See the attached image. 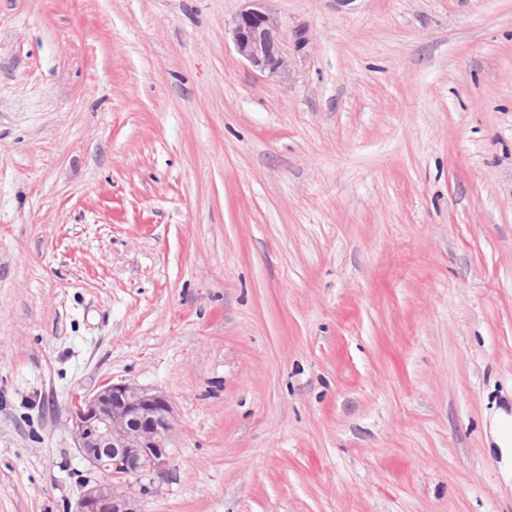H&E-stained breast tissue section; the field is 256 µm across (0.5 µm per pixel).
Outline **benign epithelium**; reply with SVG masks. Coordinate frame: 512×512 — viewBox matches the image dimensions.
<instances>
[{
    "instance_id": "1",
    "label": "benign epithelium",
    "mask_w": 512,
    "mask_h": 512,
    "mask_svg": "<svg viewBox=\"0 0 512 512\" xmlns=\"http://www.w3.org/2000/svg\"><path fill=\"white\" fill-rule=\"evenodd\" d=\"M280 29L265 0H246L229 32L237 54L253 69L282 76L288 63ZM173 419L165 395L126 382L108 380L74 396L70 422L75 448L105 481L84 482L72 512H143L139 500L126 490L128 479L166 473Z\"/></svg>"
}]
</instances>
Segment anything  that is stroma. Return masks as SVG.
<instances>
[{"label": "stroma", "mask_w": 512, "mask_h": 512, "mask_svg": "<svg viewBox=\"0 0 512 512\" xmlns=\"http://www.w3.org/2000/svg\"><path fill=\"white\" fill-rule=\"evenodd\" d=\"M0 0V512L164 394L143 512H512V0ZM229 32L237 54L253 69L283 76L288 67L281 40L280 22L265 7V0H246Z\"/></svg>", "instance_id": "1"}]
</instances>
